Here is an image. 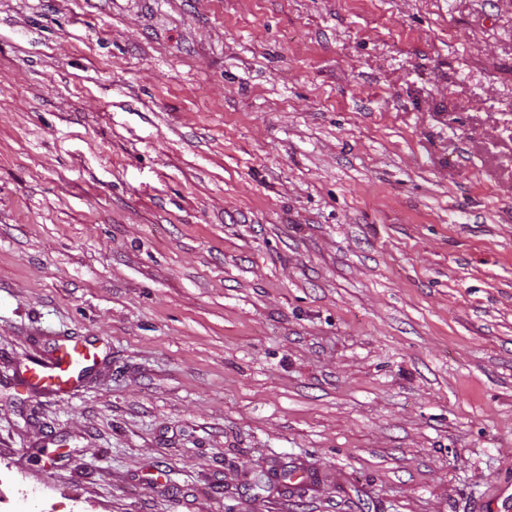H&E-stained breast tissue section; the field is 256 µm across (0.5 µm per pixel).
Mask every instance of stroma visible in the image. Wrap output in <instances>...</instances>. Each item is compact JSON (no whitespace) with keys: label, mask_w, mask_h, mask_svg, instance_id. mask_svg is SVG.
<instances>
[{"label":"stroma","mask_w":512,"mask_h":512,"mask_svg":"<svg viewBox=\"0 0 512 512\" xmlns=\"http://www.w3.org/2000/svg\"><path fill=\"white\" fill-rule=\"evenodd\" d=\"M508 484L512 0H0V512ZM95 357V352L87 343L62 345L57 354L35 364L30 370V381L36 386L51 385L65 389L73 379L72 374Z\"/></svg>","instance_id":"stroma-1"}]
</instances>
